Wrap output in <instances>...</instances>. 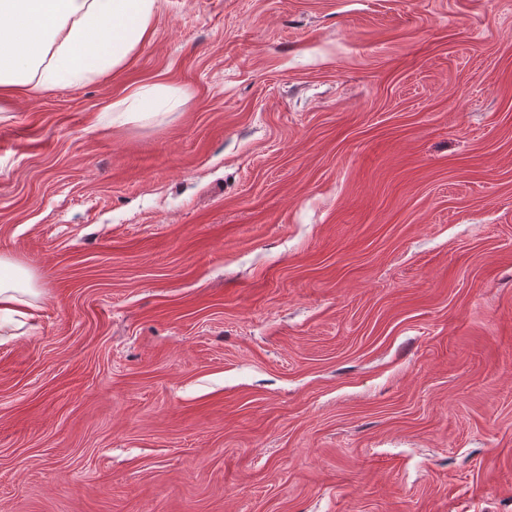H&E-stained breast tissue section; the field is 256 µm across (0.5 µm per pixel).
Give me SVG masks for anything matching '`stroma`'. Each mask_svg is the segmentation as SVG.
Wrapping results in <instances>:
<instances>
[{
	"label": "stroma",
	"instance_id": "1",
	"mask_svg": "<svg viewBox=\"0 0 512 512\" xmlns=\"http://www.w3.org/2000/svg\"><path fill=\"white\" fill-rule=\"evenodd\" d=\"M0 256V512H512V0H158L0 92ZM127 102L128 107L125 112H153L172 106L173 98L161 85L140 87L131 92L124 100L113 104L112 108L124 105ZM7 266L13 271L9 276L2 277V268ZM0 322H9L15 315L33 317L32 303L27 296H35L32 288V276L22 266L7 263L0 259ZM25 310V311H24Z\"/></svg>",
	"mask_w": 512,
	"mask_h": 512
}]
</instances>
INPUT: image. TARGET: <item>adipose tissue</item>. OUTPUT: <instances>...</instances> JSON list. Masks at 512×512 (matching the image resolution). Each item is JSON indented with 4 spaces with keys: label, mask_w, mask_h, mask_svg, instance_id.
Returning <instances> with one entry per match:
<instances>
[{
    "label": "adipose tissue",
    "mask_w": 512,
    "mask_h": 512,
    "mask_svg": "<svg viewBox=\"0 0 512 512\" xmlns=\"http://www.w3.org/2000/svg\"><path fill=\"white\" fill-rule=\"evenodd\" d=\"M157 0H0V89L71 87L121 67L151 33ZM32 276H0V321L30 309Z\"/></svg>",
    "instance_id": "1"
}]
</instances>
